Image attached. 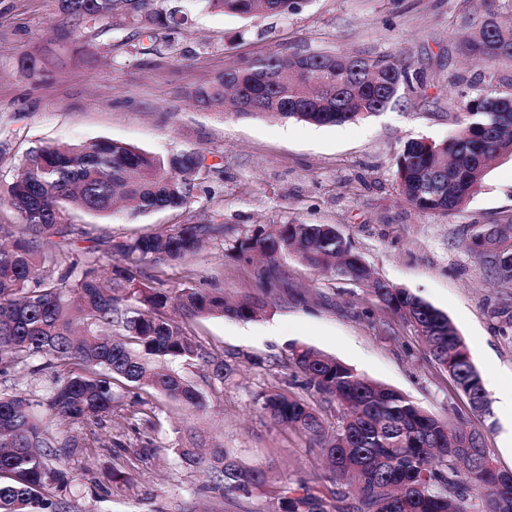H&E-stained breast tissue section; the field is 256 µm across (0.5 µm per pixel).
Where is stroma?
Masks as SVG:
<instances>
[{
    "label": "stroma",
    "mask_w": 512,
    "mask_h": 512,
    "mask_svg": "<svg viewBox=\"0 0 512 512\" xmlns=\"http://www.w3.org/2000/svg\"><path fill=\"white\" fill-rule=\"evenodd\" d=\"M488 10L482 0H311L295 15L240 18L207 10L186 27L161 32L153 51H142L136 27L105 32L81 29L57 49L47 80L19 67L22 55L54 48L57 0H0V196L6 195L26 153L40 143L123 142L169 157L199 152L204 166L185 205L136 215L127 209L91 215L69 206L78 232L74 251L90 240H116L166 232L182 224H220L197 259L146 268L144 283L223 292L235 301L261 294L268 261L237 257L241 240L256 228L281 224H333L376 277L406 288L445 312L470 351L481 377L495 376L512 390V288L498 284L478 257L459 247L471 224L512 221V155L490 166L479 191L460 210L420 212L400 196L394 159L411 138L441 142L455 127L458 92L465 82L491 76L512 89V62L487 68L464 61L460 37ZM291 50L392 55L409 66L426 98L399 102L354 123L314 126L239 115L198 106L191 93L243 58ZM282 299H266L249 321L221 315L191 323L212 352H241L261 366L238 363L218 386L208 372L187 376L205 393L207 411L185 424L173 412L159 430L126 406L104 426L80 427L98 439L94 450L75 449L66 467L75 473L70 493L79 512H266L261 494L219 496L196 469L169 454L139 459L146 443L182 448L193 432L240 463L279 479L325 476L320 448L274 425L250 400L287 387L314 395L284 365L288 345L305 343L392 385L433 414L463 417L479 430L495 467L512 472V447H503L496 414L471 412L448 375L425 353L413 327L384 309L365 287L315 272L293 256L277 268ZM129 473L131 481L113 478Z\"/></svg>",
    "instance_id": "1"
}]
</instances>
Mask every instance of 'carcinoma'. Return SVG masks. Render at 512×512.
<instances>
[{
	"instance_id": "obj_1",
	"label": "carcinoma",
	"mask_w": 512,
	"mask_h": 512,
	"mask_svg": "<svg viewBox=\"0 0 512 512\" xmlns=\"http://www.w3.org/2000/svg\"><path fill=\"white\" fill-rule=\"evenodd\" d=\"M311 0H181L169 12L150 11L151 0H60L57 29L63 46L83 27L107 23L120 30L140 24L149 52L158 32L187 23L197 9L243 18L298 14ZM464 55L493 69L512 61V20L487 17L461 43ZM28 75L42 78L49 59L21 57ZM274 72L277 82L264 80ZM412 87L408 65L390 56L289 51L243 59L192 98L207 108L231 105L241 115L296 119L326 126L382 112ZM512 155V92L465 93L448 140H408L396 156L398 188L420 212L453 213L481 187L490 161ZM202 165L196 152L160 158L128 144L97 140L31 148L0 202L25 224H0V375L23 366L46 381L37 400L0 391V512H74L70 474L62 458L85 439L55 432L44 418L80 426L102 425L121 405L122 390L155 394L193 416L207 407L204 393L183 369L203 366L222 384L241 353L214 356L189 332L187 320L219 314L248 320L259 303H236L199 288H143L148 266L194 259L203 237L222 224H183L166 233L70 248L75 230L63 203L75 199L91 214L126 200L136 213L178 208L195 187ZM471 227L458 245L477 253L495 280L512 285V224ZM260 252L274 263L288 254L321 274L367 287L384 307L409 322L427 353L468 399L489 412V398L468 347L448 316L405 288L374 276L361 255L331 224L259 228L241 241L245 260ZM288 365L321 401L336 404L332 434L320 413L286 391H262L254 409L272 423L323 447L327 483L298 475L271 480L222 448H178L212 492L269 493L268 512H512V473L496 469L482 434L460 420L438 417L403 392L370 379L334 356L302 343L288 347Z\"/></svg>"
}]
</instances>
